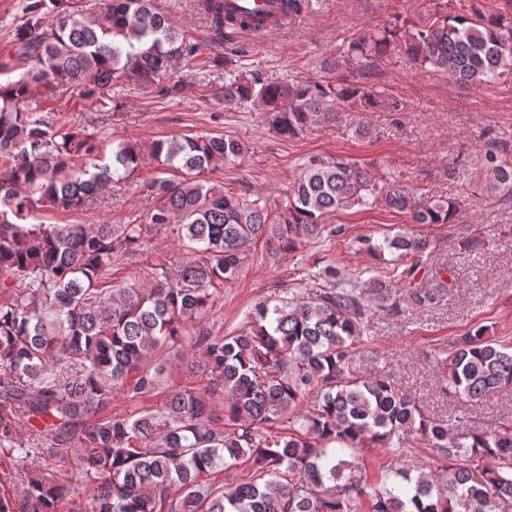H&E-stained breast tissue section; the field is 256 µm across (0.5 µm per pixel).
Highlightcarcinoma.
I'll list each match as a JSON object with an SVG mask.
<instances>
[{"label": "carcinoma", "mask_w": 512, "mask_h": 512, "mask_svg": "<svg viewBox=\"0 0 512 512\" xmlns=\"http://www.w3.org/2000/svg\"><path fill=\"white\" fill-rule=\"evenodd\" d=\"M24 0L23 23L0 82V482L26 467L22 512H512V418L495 429L469 423L467 406L494 391L512 390V345L486 330L457 336L436 353L441 391L466 407L439 418L395 380L358 367L360 342L377 309L400 313L435 303L415 285L434 251L428 238L400 231L363 238L360 249L392 256L401 287L358 279L326 266L302 296L257 302L232 336L202 329L194 346L205 387L181 390L163 408L112 414L114 393L134 399L155 390L160 372L146 366L182 326L207 315L215 299L250 259L259 240L274 255L335 232L325 217L355 206L382 204L413 224H452L462 202L421 205L413 187L374 165L343 157L312 158L294 182L289 204L270 218L266 203L236 196L202 178L247 153L235 137L159 139L157 165L179 179L156 178L143 224H45L42 210L90 208L112 180L143 166L137 144L112 141L106 151L75 123L34 117L35 96L56 97L61 82L80 86L98 110L117 109L108 91L134 78L176 98L183 80L171 71L195 61L199 45L155 0ZM435 3L424 25L368 31L323 63L315 81L269 82L257 70L224 83V105L251 104L276 134L295 139L334 125L344 112L361 114L354 134L372 136L365 112H396L393 97L360 80L393 58L483 87L512 74V13H483ZM211 27L250 29L267 22L250 13H224V0H199ZM311 0H281L293 21ZM56 17L48 27V15ZM485 189L512 198V163L485 155ZM169 230L192 252L187 261L156 259L152 280L105 285L112 260L136 251L145 230ZM224 404V426L216 423ZM278 427L271 434L264 429ZM29 440H21L22 428ZM416 445L444 461L433 469L408 465ZM390 458L373 480L359 467L364 448ZM76 460L79 484L41 466L46 458ZM254 472L230 487L205 478L239 461ZM0 493V512H17Z\"/></svg>", "instance_id": "carcinoma-1"}]
</instances>
